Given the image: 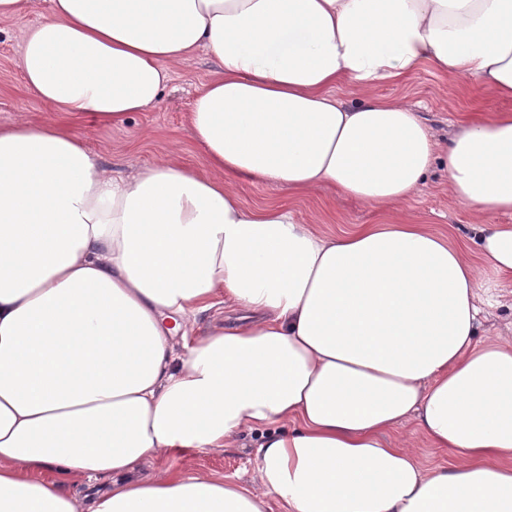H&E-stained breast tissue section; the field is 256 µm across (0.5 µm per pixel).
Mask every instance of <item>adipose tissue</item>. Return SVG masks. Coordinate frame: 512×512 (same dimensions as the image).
<instances>
[{
	"instance_id": "obj_1",
	"label": "adipose tissue",
	"mask_w": 512,
	"mask_h": 512,
	"mask_svg": "<svg viewBox=\"0 0 512 512\" xmlns=\"http://www.w3.org/2000/svg\"><path fill=\"white\" fill-rule=\"evenodd\" d=\"M16 38L56 118L0 126V512H512V339L477 338L478 259L512 282V111L442 143L371 93L425 65L512 99V0H51ZM201 52L207 172L116 175L63 124H124ZM439 166L470 245L404 209ZM241 182L379 220L328 236ZM219 301L238 322L197 334ZM409 422L459 460L425 468ZM253 431L250 483L139 475ZM237 192L242 203L247 207L274 200L288 199L284 191L266 186L241 184L237 186Z\"/></svg>"
}]
</instances>
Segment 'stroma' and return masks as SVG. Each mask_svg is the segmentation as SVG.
<instances>
[{"label": "stroma", "instance_id": "stroma-1", "mask_svg": "<svg viewBox=\"0 0 512 512\" xmlns=\"http://www.w3.org/2000/svg\"><path fill=\"white\" fill-rule=\"evenodd\" d=\"M50 0H41L37 10L0 21V123L18 119L32 123L53 120V113L24 86L18 68L19 47L15 38L19 29L38 22L48 15ZM214 69L213 61L199 56L191 63L171 69L172 81L161 102L150 110L131 113L121 126L73 123L72 129L88 150L100 157L112 170H127L130 163H151L174 157L179 163L198 170L205 167V151L195 143L186 124L197 87L205 82ZM374 92L383 97H403L415 104L428 125L439 137H447L456 122L477 112L491 114L512 111V100L500 98L491 88L463 79L452 78L421 68L412 76L397 82L378 84ZM238 195L245 206L251 207L274 200H288L299 222L319 219V231L337 234L352 224H371L376 213L356 201L339 198L328 190L317 188L293 199L284 191L266 186L241 184ZM408 211L436 230L466 228L469 213L448 194L443 171H435L420 196L407 205ZM484 297L490 305L483 313L479 329L481 338L512 333V284L503 283L492 268H485ZM428 467L451 466L457 460L455 452L434 447L414 424L395 431ZM251 438L241 439L234 448L216 452L183 450L161 460H149L145 472L162 469L186 475H215L251 481L254 477Z\"/></svg>", "mask_w": 512, "mask_h": 512}]
</instances>
